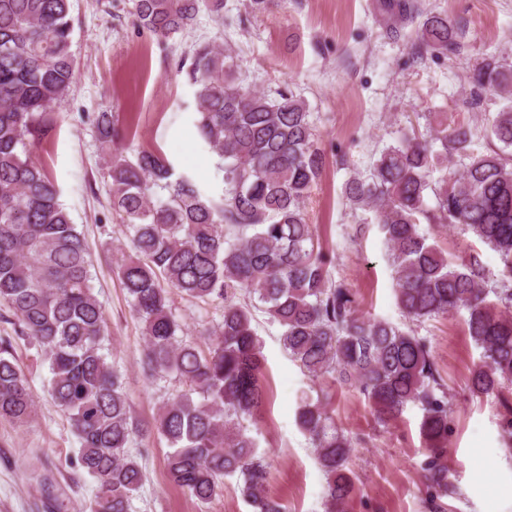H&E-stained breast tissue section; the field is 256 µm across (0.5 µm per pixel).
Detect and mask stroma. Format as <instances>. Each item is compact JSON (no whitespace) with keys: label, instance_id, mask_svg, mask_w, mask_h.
<instances>
[{"label":"stroma","instance_id":"stroma-1","mask_svg":"<svg viewBox=\"0 0 512 512\" xmlns=\"http://www.w3.org/2000/svg\"><path fill=\"white\" fill-rule=\"evenodd\" d=\"M414 2V18L398 22L382 0H271L261 11L252 9L250 0H224L222 17L200 13L191 29L160 40L137 27L129 0H74L75 79L54 109L57 124L41 158L84 238L107 323L108 360L120 371L133 413L145 426L129 448L145 475L132 512L252 508L236 476H225L222 491L206 502L190 498L167 478L169 447L154 420L177 385L148 380L140 369L142 325L114 262L131 245L112 212L90 115L118 113L128 154L161 151L177 172L192 175L203 193L215 196L222 189L219 159L192 126L194 88L188 72L195 45L209 41L224 47L243 88L271 96L291 89L311 112L325 151L324 171L306 211L335 259L331 275L354 289L362 313L401 323L378 215L350 207L344 185L366 175L379 152L401 133L431 132L442 122L470 123L477 148L489 147L488 123L504 102L487 94L472 104L470 74L492 55L512 63V0ZM429 13L445 14L459 28L458 54L420 50L418 28ZM435 240L445 252L479 256L489 269L499 264L488 246L461 237L454 228L438 229ZM174 308L188 341L207 347L211 338L205 329L220 321V306L179 297ZM254 317L269 395L255 433L270 464L268 495L287 512H324L325 477L296 424L300 395L315 399L324 393L337 426L357 440L350 458L355 489L343 512H431L420 476L426 454L420 410L407 408L397 421L378 426L363 395L332 379L310 381L284 350L279 327L263 312ZM419 333L430 341L452 400L447 462L460 495L445 500L444 512H512V447H506L500 428L512 391L502 400L472 396L470 370L480 353L460 320H430ZM0 339L11 341L36 401L28 422L0 420V512H51L41 485L45 479L64 512H88L97 483L70 464L78 443L68 416L48 393V365L1 305Z\"/></svg>","mask_w":512,"mask_h":512}]
</instances>
